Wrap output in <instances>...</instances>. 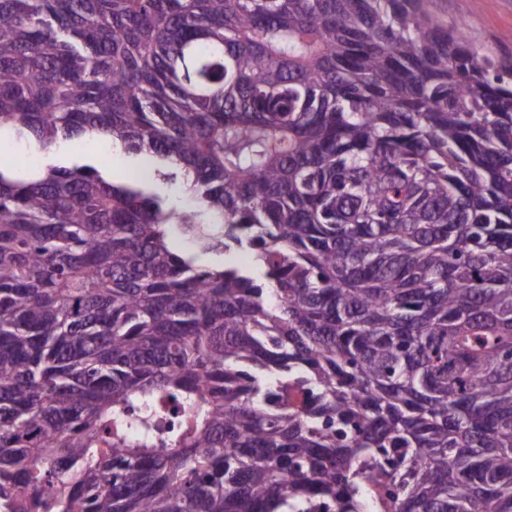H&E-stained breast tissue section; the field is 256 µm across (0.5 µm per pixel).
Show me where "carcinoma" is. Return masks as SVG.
Returning <instances> with one entry per match:
<instances>
[{"instance_id": "obj_1", "label": "carcinoma", "mask_w": 512, "mask_h": 512, "mask_svg": "<svg viewBox=\"0 0 512 512\" xmlns=\"http://www.w3.org/2000/svg\"><path fill=\"white\" fill-rule=\"evenodd\" d=\"M2 142L9 512H512V56L441 0H0ZM157 169L165 172L171 171V168L165 162H160L151 154L141 153L138 155L126 156L121 164L112 168V179L116 183H125L136 180L144 176H154ZM149 184L157 190V192L166 197L171 205L178 208H191L194 203L193 196L187 190L185 184L181 180L164 181L149 180Z\"/></svg>"}]
</instances>
